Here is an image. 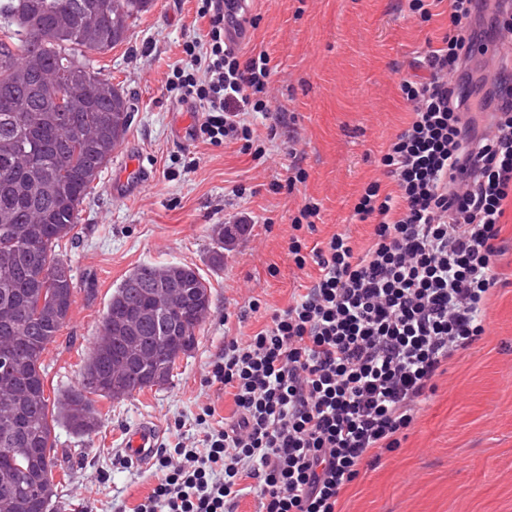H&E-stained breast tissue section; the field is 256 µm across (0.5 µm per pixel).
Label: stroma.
I'll return each mask as SVG.
<instances>
[{
	"instance_id": "obj_1",
	"label": "stroma",
	"mask_w": 512,
	"mask_h": 512,
	"mask_svg": "<svg viewBox=\"0 0 512 512\" xmlns=\"http://www.w3.org/2000/svg\"><path fill=\"white\" fill-rule=\"evenodd\" d=\"M433 21L409 17L406 0H250L239 45L243 56L266 53L273 71L272 111L292 117L267 139L268 119L255 116L264 135V164L238 145L198 140L178 144L177 121H192L167 79L182 45L207 23L196 0H152L127 41L96 55L102 76L121 88L132 109L130 130L112 159L139 154L149 178L134 193L110 191L105 167L81 207L76 238L60 256L74 274V302L42 360L46 393L59 398L79 387L84 360L99 341L113 290L137 266L180 264L197 270L211 290V308L198 344L180 358L172 379L120 400L98 399L95 432L54 429L58 469L56 512H134L159 474L123 458L120 446L137 423L160 429V446L197 441L203 407L230 414L232 398L210 383L211 366L228 336L245 337L286 308L316 275L288 255L291 223L311 199L320 205L308 242L349 234L357 247L371 237V221L353 212L362 187L394 185L378 165L381 152L409 120L399 90L419 52L440 45L448 5ZM306 173L287 189L292 164ZM248 215L252 225L211 260L217 225ZM500 281L485 307V334L435 379L400 448L366 462L342 491L340 512H512V248L496 260Z\"/></svg>"
}]
</instances>
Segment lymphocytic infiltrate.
I'll list each match as a JSON object with an SVG mask.
<instances>
[{"label":"lymphocytic infiltrate","mask_w":512,"mask_h":512,"mask_svg":"<svg viewBox=\"0 0 512 512\" xmlns=\"http://www.w3.org/2000/svg\"><path fill=\"white\" fill-rule=\"evenodd\" d=\"M196 2L207 27L184 42L169 87L202 115L194 139L237 141L261 161L246 117L270 110L268 57L229 46L241 29L234 0ZM491 7L496 41L512 39L506 0H449L448 34L417 61L425 76L401 80L411 120L379 159L397 191L368 183L353 206L375 221L369 246L345 233L307 245L320 209H299L288 255L316 276L259 330L225 337L209 380L228 389L230 416L199 415L202 452L180 441L158 451L160 478L136 512H236L248 490L260 512H338L363 461L400 448L443 366L484 335L512 199V79L474 100L459 77L468 28ZM489 107L487 133L477 116Z\"/></svg>","instance_id":"obj_1"}]
</instances>
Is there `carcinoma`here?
Wrapping results in <instances>:
<instances>
[{"instance_id": "obj_1", "label": "carcinoma", "mask_w": 512, "mask_h": 512, "mask_svg": "<svg viewBox=\"0 0 512 512\" xmlns=\"http://www.w3.org/2000/svg\"><path fill=\"white\" fill-rule=\"evenodd\" d=\"M151 0H0V348L26 338L14 372L0 375V406L12 389L32 387L37 400L21 405L11 425L0 418V448H19L0 458V499L14 492L26 471L37 493L14 512H53L58 484L52 430L62 421L74 434L98 428L93 397L117 400L112 361L136 342L145 361L122 378L141 391L159 372L172 377L176 360L197 345L211 292L195 269L144 263L112 293L103 330L112 337L106 353L88 354L80 387L50 401L41 360L68 319L74 297L71 266L57 248L78 223L79 206L131 125L128 100L93 70L91 55L127 40ZM92 71V86L75 84L59 100L50 90L63 71ZM159 288L178 300L167 314L150 306ZM145 321L132 329L131 315Z\"/></svg>"}]
</instances>
